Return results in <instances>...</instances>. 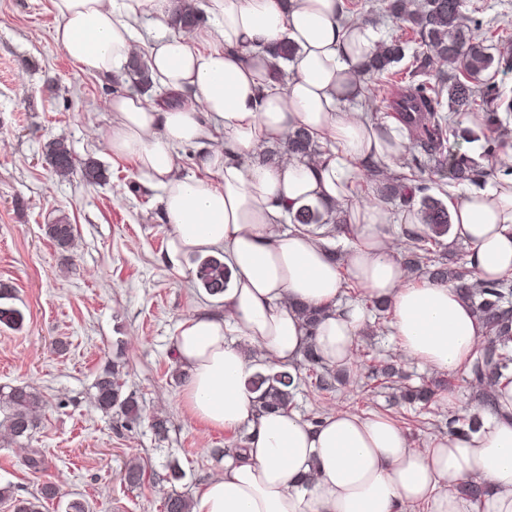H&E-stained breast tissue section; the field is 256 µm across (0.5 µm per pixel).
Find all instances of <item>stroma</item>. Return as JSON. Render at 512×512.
<instances>
[{"label":"stroma","instance_id":"stroma-1","mask_svg":"<svg viewBox=\"0 0 512 512\" xmlns=\"http://www.w3.org/2000/svg\"><path fill=\"white\" fill-rule=\"evenodd\" d=\"M56 24L50 0H0V284L12 288L25 316L21 329L0 326V386L27 385L43 399L31 438L13 443L0 436V487L25 498L51 483L92 512H163L172 492L195 493L222 474L215 449L233 447L247 434L191 415L182 395L186 374L174 355L180 322L203 305L219 311L222 302L166 265L159 190L104 145L110 100L134 92L129 74L82 72L54 41ZM55 139L79 160L99 162L105 181L53 175L44 152ZM61 215L79 231L66 251L43 231ZM340 301L361 304L367 315L354 341L349 382L322 394L301 385L297 415L345 409L383 416L422 448L448 417L476 412L480 391L465 371L445 377L404 358L390 325H378L372 303L346 292ZM375 359L394 364L412 386L448 379L446 396L422 411L400 404L380 379L368 378ZM114 366L139 401L135 423L93 402L96 380ZM158 415L167 420L162 439L152 429ZM34 452L44 462L37 472L23 463ZM133 457L147 463L137 487L124 479ZM172 460L184 477L170 483Z\"/></svg>","mask_w":512,"mask_h":512}]
</instances>
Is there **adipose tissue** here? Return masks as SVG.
<instances>
[{
    "mask_svg": "<svg viewBox=\"0 0 512 512\" xmlns=\"http://www.w3.org/2000/svg\"><path fill=\"white\" fill-rule=\"evenodd\" d=\"M50 2L54 38L82 71L111 77L145 53L172 100L112 98L107 146L162 190L167 265L180 274L187 256L201 254L231 273L223 310L185 318L175 357L192 415L219 429L247 427L249 440L196 491L192 512H415L425 501L432 512H512V384L496 389V408L476 431L436 437L427 448L413 447L384 417L334 410L313 425L253 408L249 378L291 365L307 341L330 366H350L366 316L354 305L337 308L346 278L388 304L403 355L433 369L464 368L485 334L453 284L409 285L384 228L415 223L413 213L393 218L375 205H349L356 163L388 164L405 148L353 107L364 99L371 28L344 13V0H208L209 26L189 36L170 30L175 0ZM143 20L153 27L147 43L137 28ZM200 40L208 49L197 48ZM288 41L298 53L285 66L271 50ZM280 66L289 73L284 86L275 79ZM298 128L321 145L314 158L251 163L265 143ZM182 145L197 149V176L179 171ZM321 203L350 210L344 259L309 227L279 229L289 212ZM451 209L448 238L470 244L478 278L512 272V186L464 193ZM298 301L326 312L314 337ZM237 333L249 351L236 345ZM465 481L482 487L480 501L455 494Z\"/></svg>",
    "mask_w": 512,
    "mask_h": 512,
    "instance_id": "ef3b65f1",
    "label": "adipose tissue"
}]
</instances>
